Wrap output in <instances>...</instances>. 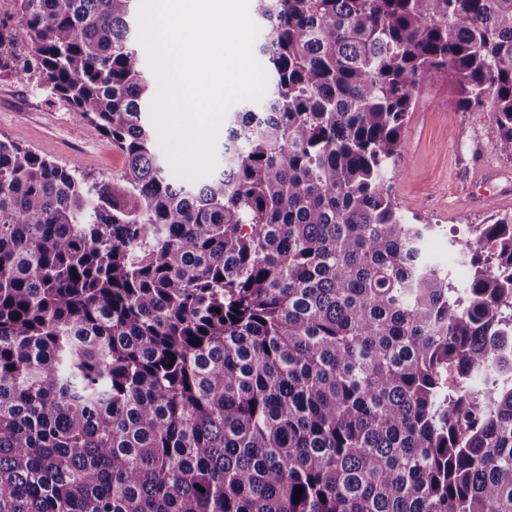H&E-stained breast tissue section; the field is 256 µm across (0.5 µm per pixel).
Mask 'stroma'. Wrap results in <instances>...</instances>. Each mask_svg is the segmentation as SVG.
I'll return each mask as SVG.
<instances>
[{
	"label": "stroma",
	"instance_id": "obj_1",
	"mask_svg": "<svg viewBox=\"0 0 512 512\" xmlns=\"http://www.w3.org/2000/svg\"><path fill=\"white\" fill-rule=\"evenodd\" d=\"M0 139L78 167L91 183L111 180L124 168L110 140L92 125L74 130L68 107L25 74L0 77ZM497 140L487 113L460 110L446 84L428 86L415 94L401 157L388 173L401 210L435 224L424 256L454 280L470 271L453 245L460 225L512 215V159L498 152Z\"/></svg>",
	"mask_w": 512,
	"mask_h": 512
}]
</instances>
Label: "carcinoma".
Returning <instances> with one entry per match:
<instances>
[{"instance_id": "cac0c4a2", "label": "carcinoma", "mask_w": 512, "mask_h": 512, "mask_svg": "<svg viewBox=\"0 0 512 512\" xmlns=\"http://www.w3.org/2000/svg\"><path fill=\"white\" fill-rule=\"evenodd\" d=\"M134 2L0 16V76L125 157L90 185L0 139V512H512V215L456 288L387 178L443 81L512 156V0H256L265 102L201 184Z\"/></svg>"}]
</instances>
